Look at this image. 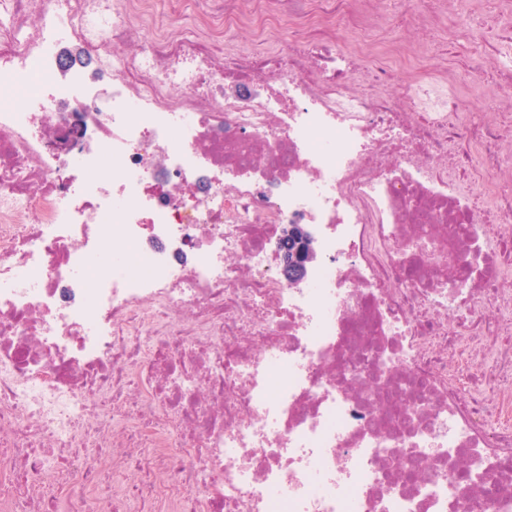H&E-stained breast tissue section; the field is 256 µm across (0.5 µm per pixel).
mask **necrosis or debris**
Segmentation results:
<instances>
[{
	"label": "necrosis or debris",
	"mask_w": 512,
	"mask_h": 512,
	"mask_svg": "<svg viewBox=\"0 0 512 512\" xmlns=\"http://www.w3.org/2000/svg\"><path fill=\"white\" fill-rule=\"evenodd\" d=\"M377 3L0 0V512H512V30ZM379 11V18L376 19L367 31L355 30L344 27L339 32L341 45L347 50L357 49L358 44L363 40L374 39L384 41L386 39L400 38L398 30L392 31L386 25V22L401 8L402 4L397 2L401 0H383ZM472 1L473 0H454L452 9L444 21V29L436 34L429 41L420 44L416 33H409L406 35L407 39H411L414 44L415 50L424 56V60L428 62H436L441 56L446 44L448 43V31L455 34L456 39L460 43H466L469 39L462 37L457 29V22L462 16H471L473 19L475 34H486L491 30L495 31L497 28L511 27L512 26V13L501 14L499 13V4L497 5V20L495 28H491L487 24L485 12L481 14H472ZM287 228V229H286ZM286 229V238L295 243L292 256L289 257L287 248H280L279 263L282 265L286 277L299 280L307 267L316 257L313 247V239L303 224H285L281 227V233Z\"/></svg>",
	"instance_id": "1"
}]
</instances>
